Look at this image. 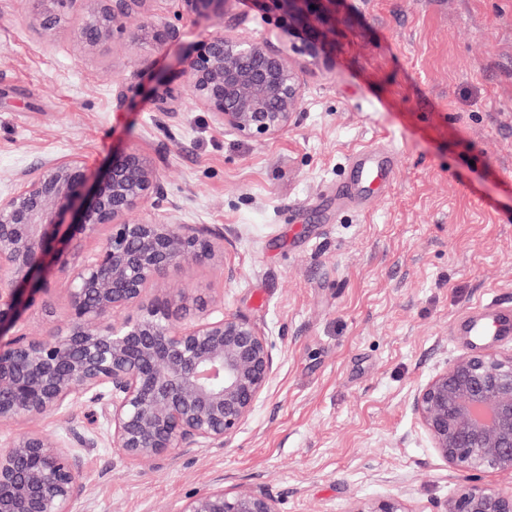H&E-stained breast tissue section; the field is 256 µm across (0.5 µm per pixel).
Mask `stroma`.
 <instances>
[{
    "instance_id": "obj_1",
    "label": "stroma",
    "mask_w": 512,
    "mask_h": 512,
    "mask_svg": "<svg viewBox=\"0 0 512 512\" xmlns=\"http://www.w3.org/2000/svg\"><path fill=\"white\" fill-rule=\"evenodd\" d=\"M94 7L76 0L42 33L30 0H0V192L48 158L82 157L100 176L140 150L171 204L161 220L224 237L223 266L173 268L141 307L185 289L211 298L212 317L246 318L269 339L274 374L223 447L150 468L92 424L81 512H180L212 485L263 492L279 512L388 497L443 512L465 483L511 488L512 475L441 458L412 399L460 356L512 355V335L458 332L480 302L512 309V0H337L319 59L292 58L295 124L252 141L192 104L184 61L218 31L290 49L299 37L271 0H233L220 23L148 0L90 49L76 32ZM149 18L170 23L164 45L140 36ZM381 145L393 151L386 187L337 199L353 153ZM68 310L53 272L18 329L46 338Z\"/></svg>"
}]
</instances>
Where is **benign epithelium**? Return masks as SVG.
<instances>
[{"mask_svg": "<svg viewBox=\"0 0 512 512\" xmlns=\"http://www.w3.org/2000/svg\"><path fill=\"white\" fill-rule=\"evenodd\" d=\"M33 23L50 30L76 0H31ZM77 37L95 48L125 30L131 4L95 0ZM231 0H176L183 18L224 19ZM308 36L295 49L314 57L322 28L336 25V0H274ZM193 104L249 139L288 131L301 84L290 55L266 38L222 32L187 60ZM167 208L157 171L136 149L94 179L79 156L45 160L0 194V423H23L73 403L103 416L110 447L144 466L188 448H222L250 418L273 377L268 339L239 316L210 318L208 302L183 293L136 320H115L140 304L170 268L223 261L224 236L204 227L141 216ZM95 239L91 254L82 242ZM52 264L65 274L69 314L50 337L15 330ZM432 447L461 472L512 474V356L463 355L414 395ZM97 441L75 428L62 437L18 433L0 452V512H74L85 490L82 453ZM180 512H278L266 494L209 486ZM352 512H410L398 498ZM444 512H512V489L464 484Z\"/></svg>", "mask_w": 512, "mask_h": 512, "instance_id": "7a95c632", "label": "benign epithelium"}]
</instances>
